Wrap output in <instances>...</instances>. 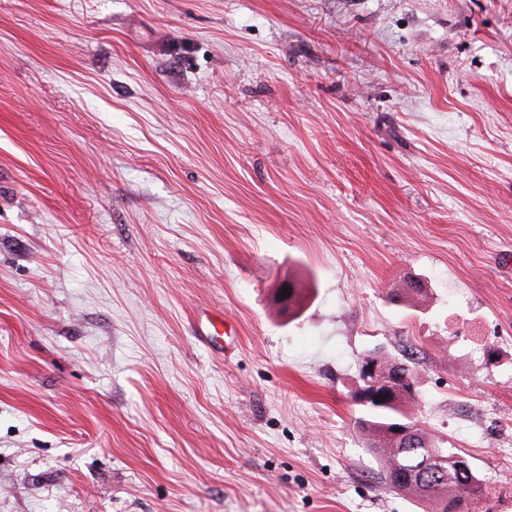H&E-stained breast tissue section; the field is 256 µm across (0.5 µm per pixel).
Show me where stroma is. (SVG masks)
Here are the masks:
<instances>
[{
    "mask_svg": "<svg viewBox=\"0 0 512 512\" xmlns=\"http://www.w3.org/2000/svg\"><path fill=\"white\" fill-rule=\"evenodd\" d=\"M407 348L512 512V0H0V512H424ZM378 363L375 357H365L360 365L362 385L357 387L356 402L363 416L356 427L379 465L382 483L423 502V492H430L426 501L430 512L471 511V503L484 494V483L456 448L445 447L444 440H436L420 428L413 407L417 399L410 408L385 403L360 405L377 402L378 395L383 397L380 402L391 398L389 383L379 373ZM395 425H406L411 430L405 445L390 434ZM459 465L464 469H458Z\"/></svg>",
    "mask_w": 512,
    "mask_h": 512,
    "instance_id": "stroma-1",
    "label": "stroma"
}]
</instances>
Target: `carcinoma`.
Returning <instances> with one entry per match:
<instances>
[{
	"label": "carcinoma",
	"instance_id": "1",
	"mask_svg": "<svg viewBox=\"0 0 512 512\" xmlns=\"http://www.w3.org/2000/svg\"><path fill=\"white\" fill-rule=\"evenodd\" d=\"M390 366L400 374L403 385L418 384L411 358L395 359ZM361 409L363 416L356 427L379 465L385 487L421 500L424 492L431 493L428 512H471V503L484 494V483L463 455L420 428L415 408L370 403ZM396 425L411 430L408 443L393 438L391 430Z\"/></svg>",
	"mask_w": 512,
	"mask_h": 512
}]
</instances>
